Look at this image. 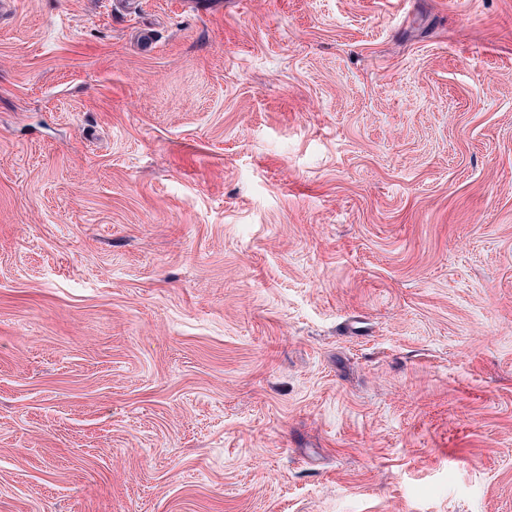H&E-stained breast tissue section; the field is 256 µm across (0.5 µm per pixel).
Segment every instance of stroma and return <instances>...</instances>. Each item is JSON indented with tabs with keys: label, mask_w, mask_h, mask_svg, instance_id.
<instances>
[{
	"label": "stroma",
	"mask_w": 512,
	"mask_h": 512,
	"mask_svg": "<svg viewBox=\"0 0 512 512\" xmlns=\"http://www.w3.org/2000/svg\"><path fill=\"white\" fill-rule=\"evenodd\" d=\"M0 512H512V0H17Z\"/></svg>",
	"instance_id": "stroma-1"
}]
</instances>
